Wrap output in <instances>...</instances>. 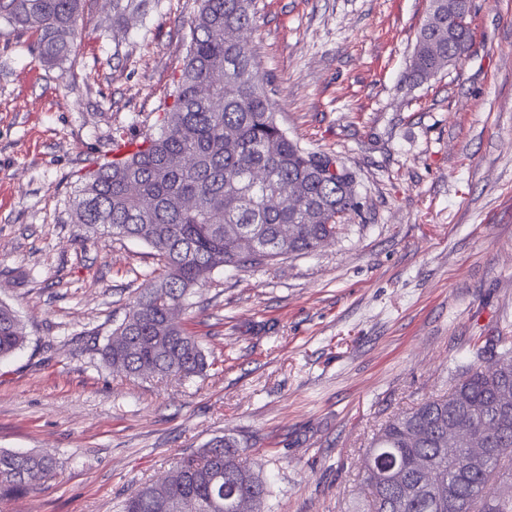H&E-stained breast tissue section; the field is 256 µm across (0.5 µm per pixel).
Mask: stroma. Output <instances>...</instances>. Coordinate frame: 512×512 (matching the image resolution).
Masks as SVG:
<instances>
[{
	"mask_svg": "<svg viewBox=\"0 0 512 512\" xmlns=\"http://www.w3.org/2000/svg\"><path fill=\"white\" fill-rule=\"evenodd\" d=\"M428 4L257 0L276 120L342 158L362 211L319 251L197 288L179 318L212 366L189 381L101 362L156 261L68 208L113 132L144 134L172 103L198 0H147L120 33L112 0H86L54 67L0 22V301L27 336L0 360V449L57 462L0 512H121L227 431L272 482L265 512H356L374 432L512 326V0H473L472 51L417 85Z\"/></svg>",
	"mask_w": 512,
	"mask_h": 512,
	"instance_id": "35a3bbf8",
	"label": "stroma"
}]
</instances>
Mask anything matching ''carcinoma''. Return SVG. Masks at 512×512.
<instances>
[{
	"label": "carcinoma",
	"mask_w": 512,
	"mask_h": 512,
	"mask_svg": "<svg viewBox=\"0 0 512 512\" xmlns=\"http://www.w3.org/2000/svg\"><path fill=\"white\" fill-rule=\"evenodd\" d=\"M198 2L183 71L158 131L129 139L131 149L120 159L93 163L70 204L73 223L143 242L157 259L158 273L149 274L100 349L112 372L125 377L205 376L202 344L170 316L172 307L187 309L193 289L219 269L318 251L360 212L354 172L337 156L304 150L275 121L245 37L256 0ZM453 6L457 0H430L409 61L413 81H428L462 58L472 31L448 25ZM139 7L135 0H113L112 29H124ZM83 10L84 0H8L0 18L35 36L38 57L53 64L71 53ZM277 190L300 205L270 206ZM242 239L255 243L252 254L240 252ZM25 341L16 311L0 302V359ZM500 358L512 368V335L501 331L453 377L448 394L380 429L365 463L366 512H451L455 502L462 512H512V499L485 494L495 481H512V409L501 406L512 374L488 366ZM452 420L490 448L484 470L465 467V446H448ZM55 471L47 456L0 450V501L36 492ZM173 471L168 483L136 488L123 512H177L184 501L195 502L197 512H229L225 499L233 494L261 512L272 493L231 434L181 457Z\"/></svg>",
	"instance_id": "carcinoma-1"
}]
</instances>
